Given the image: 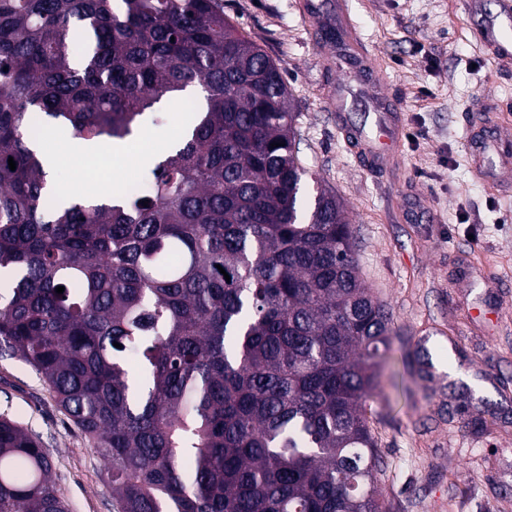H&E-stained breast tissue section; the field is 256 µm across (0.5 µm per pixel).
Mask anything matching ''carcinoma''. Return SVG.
Returning <instances> with one entry per match:
<instances>
[{
	"mask_svg": "<svg viewBox=\"0 0 512 512\" xmlns=\"http://www.w3.org/2000/svg\"><path fill=\"white\" fill-rule=\"evenodd\" d=\"M196 89L148 193L47 187L29 113L122 141ZM295 122L224 0H0V354L112 464L113 512H381L363 406L392 317L336 195L302 193ZM0 512H69L2 415Z\"/></svg>",
	"mask_w": 512,
	"mask_h": 512,
	"instance_id": "obj_1",
	"label": "carcinoma"
}]
</instances>
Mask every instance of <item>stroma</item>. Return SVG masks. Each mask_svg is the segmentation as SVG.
<instances>
[{
	"label": "stroma",
	"instance_id": "1",
	"mask_svg": "<svg viewBox=\"0 0 512 512\" xmlns=\"http://www.w3.org/2000/svg\"><path fill=\"white\" fill-rule=\"evenodd\" d=\"M304 0H224V14L278 66L291 93L298 159L343 203L361 279L393 316L381 388L366 402L382 457L383 512H512V189L473 171L468 111L501 107L512 136V63L474 35L499 10L477 0H343L368 43L377 86L349 80ZM343 97L336 111L329 96ZM400 118L397 153L372 165L346 128L372 130L376 97ZM55 175L82 195L104 189L49 128ZM493 273V286L484 276ZM450 348L434 372L423 343ZM37 435L69 512H112L110 463L29 366L0 357V414Z\"/></svg>",
	"mask_w": 512,
	"mask_h": 512
}]
</instances>
